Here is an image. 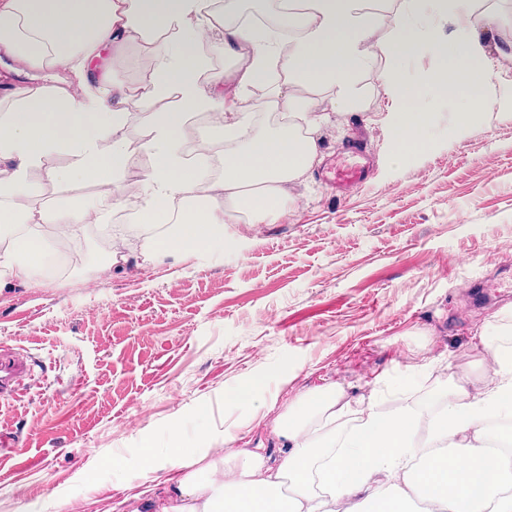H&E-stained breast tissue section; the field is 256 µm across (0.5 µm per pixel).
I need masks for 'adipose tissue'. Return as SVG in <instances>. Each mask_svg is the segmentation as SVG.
Wrapping results in <instances>:
<instances>
[{"instance_id":"obj_1","label":"adipose tissue","mask_w":512,"mask_h":512,"mask_svg":"<svg viewBox=\"0 0 512 512\" xmlns=\"http://www.w3.org/2000/svg\"><path fill=\"white\" fill-rule=\"evenodd\" d=\"M454 15L464 20L457 42L443 41L425 23ZM374 14L363 0H278L273 24L240 19L239 0H0V68L26 71V83L0 98V288L22 281L39 288L54 250L44 225L75 236L102 223L126 173L140 169L135 208L143 224L168 230L135 256L111 253L96 276L129 262H154L160 253L183 260L224 249V227L246 218L256 224L288 208L286 186L319 157L313 131L319 116L291 86L330 84L349 98L360 69L373 61L362 45ZM482 17L471 0H402V18L381 51L387 56L435 54L440 67L425 79L443 96L465 98L459 124L487 108L489 77L476 34ZM296 39L288 41L284 30ZM221 51L240 66L237 95L262 85L259 111L288 116L260 130L248 112L225 111L222 75L211 72L203 47L213 32ZM152 63L147 79L130 85L118 76L129 49ZM381 87L395 103L388 114L396 158L429 148V114L419 91L393 68ZM146 103L148 137L132 145L126 133L131 108ZM215 122L199 130L187 150L198 114ZM223 143L213 152L214 143ZM64 154L70 163L50 167ZM56 186L92 183L95 197L72 204L34 205L33 171ZM493 378L470 393L454 383L436 391L441 404L427 445L415 441L417 419L386 415L373 403L347 398L333 384L316 387L278 413L271 428L288 445L278 466L253 448L201 463L195 449L173 444L158 458L145 442V465L163 462L175 472V498L164 512H327V496H352V512L384 502V512H413L412 499L442 503L445 512H512V454L494 455L495 419H512V318L485 335ZM321 425L320 434L310 432Z\"/></svg>"}]
</instances>
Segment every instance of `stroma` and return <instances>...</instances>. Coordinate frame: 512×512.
<instances>
[{
  "label": "stroma",
  "mask_w": 512,
  "mask_h": 512,
  "mask_svg": "<svg viewBox=\"0 0 512 512\" xmlns=\"http://www.w3.org/2000/svg\"><path fill=\"white\" fill-rule=\"evenodd\" d=\"M400 4L368 0L367 48L389 41ZM472 9L493 18L479 32L492 99L512 83V0ZM389 63L360 72L347 108L337 88L294 89L322 117L323 154L366 141L372 179L347 197L312 170L274 223L225 225L223 252L92 278L114 247L140 252L152 234L119 206L120 236L86 225L43 287L0 293V346L33 362L21 398L0 400V454L25 450L21 475L0 469V512L38 499L48 512H161L169 473L145 470L144 441L162 451L176 434L211 458L261 448L275 464L284 448L262 412L326 383L389 413H436L429 394L457 378L483 390L478 331L512 310V109L462 126L460 100H434L429 151L395 160Z\"/></svg>",
  "instance_id": "obj_1"
}]
</instances>
